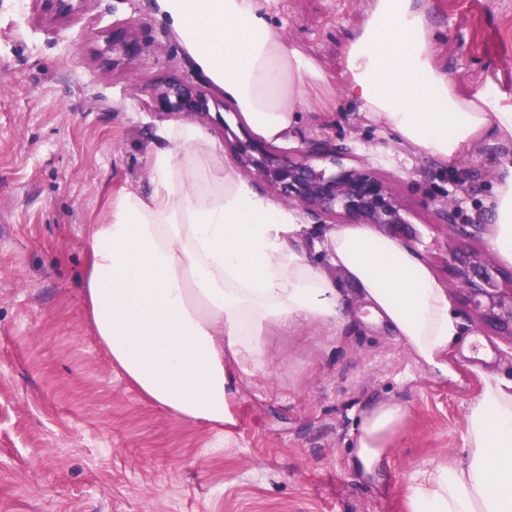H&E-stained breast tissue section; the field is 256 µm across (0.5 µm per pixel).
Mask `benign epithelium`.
I'll use <instances>...</instances> for the list:
<instances>
[{"instance_id":"1","label":"benign epithelium","mask_w":512,"mask_h":512,"mask_svg":"<svg viewBox=\"0 0 512 512\" xmlns=\"http://www.w3.org/2000/svg\"><path fill=\"white\" fill-rule=\"evenodd\" d=\"M112 45L128 58L138 55V43L120 32ZM158 111L192 116L205 111L204 98L194 86L167 83L156 96ZM344 147L329 140L315 142L291 158L273 153L259 141L234 145L233 158L243 168H252L271 186L281 191L286 202L306 213L326 219H341L345 224H371L393 228L406 224L401 204L389 183L368 168L345 167L340 162ZM314 158H327L337 171L326 175L312 164ZM449 269L479 321L512 341V275L503 286L500 272L476 256L452 252Z\"/></svg>"}]
</instances>
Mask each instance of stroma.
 Here are the masks:
<instances>
[{
  "label": "stroma",
  "mask_w": 512,
  "mask_h": 512,
  "mask_svg": "<svg viewBox=\"0 0 512 512\" xmlns=\"http://www.w3.org/2000/svg\"><path fill=\"white\" fill-rule=\"evenodd\" d=\"M369 0H269L287 44L329 73ZM61 17L41 0H0V512H407L418 474L464 446L480 369L512 376V342L481 325L455 285L451 251L491 256L485 201L512 146L483 142L452 166L404 146L337 96L299 114L280 155L317 140L346 147L344 166L388 179L405 236L446 288L463 339L492 358L450 350L434 377L366 309L339 331L271 328L266 372L244 377L232 423L187 422L150 402L92 334L83 294L89 227L110 195L146 188L158 88L192 84L194 116L224 147L252 139L235 106L197 72L150 0H75ZM435 60L466 87L492 83L512 103V0H431ZM127 31L140 45L111 47ZM456 204L453 225L439 214ZM370 401L408 410L375 488L348 458Z\"/></svg>",
  "instance_id": "stroma-1"
}]
</instances>
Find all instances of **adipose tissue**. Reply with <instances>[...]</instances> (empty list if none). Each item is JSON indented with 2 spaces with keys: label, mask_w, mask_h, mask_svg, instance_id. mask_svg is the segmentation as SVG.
Masks as SVG:
<instances>
[{
  "label": "adipose tissue",
  "mask_w": 512,
  "mask_h": 512,
  "mask_svg": "<svg viewBox=\"0 0 512 512\" xmlns=\"http://www.w3.org/2000/svg\"><path fill=\"white\" fill-rule=\"evenodd\" d=\"M152 7L265 141H286L300 112L329 111L340 91L366 120L447 165L479 142L512 144V104L491 87L462 88L436 65L428 0H370L341 47L339 85L286 46L263 0ZM147 165L149 189L122 190L108 223L93 225L84 283L94 336L147 398L186 421L231 422L241 379L265 367L270 328L336 329L349 287L429 372L452 376L459 323L414 250L370 224L312 236L297 210L257 194L195 123L156 130ZM487 206L490 245L512 265V165L500 166ZM481 379L462 455L422 472L408 512H512V378ZM406 417L394 401L362 410L355 474L386 481Z\"/></svg>",
  "instance_id": "adipose-tissue-1"
}]
</instances>
